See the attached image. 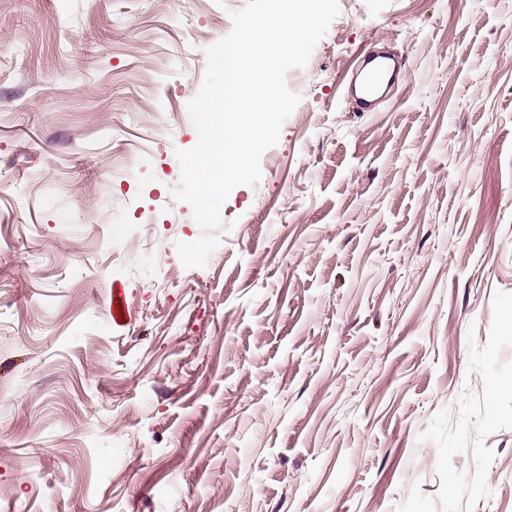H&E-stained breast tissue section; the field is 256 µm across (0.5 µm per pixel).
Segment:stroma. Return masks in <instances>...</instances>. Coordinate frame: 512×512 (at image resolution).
Masks as SVG:
<instances>
[{"label":"stroma","instance_id":"1","mask_svg":"<svg viewBox=\"0 0 512 512\" xmlns=\"http://www.w3.org/2000/svg\"><path fill=\"white\" fill-rule=\"evenodd\" d=\"M246 3L0 0V512H512V0H339L188 269ZM370 45L410 76L356 112Z\"/></svg>","mask_w":512,"mask_h":512}]
</instances>
